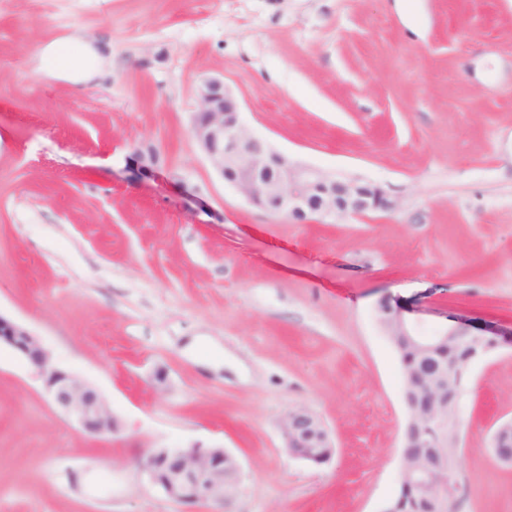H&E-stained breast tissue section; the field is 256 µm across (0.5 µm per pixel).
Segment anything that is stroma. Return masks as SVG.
Listing matches in <instances>:
<instances>
[{
	"label": "stroma",
	"mask_w": 512,
	"mask_h": 512,
	"mask_svg": "<svg viewBox=\"0 0 512 512\" xmlns=\"http://www.w3.org/2000/svg\"><path fill=\"white\" fill-rule=\"evenodd\" d=\"M93 41L95 82L30 61ZM223 79L296 163L380 186L394 211L294 224L248 204L189 129ZM162 165L142 175L133 152ZM390 301L415 329L494 337L458 401L454 512H512V0H0V313L118 419L89 434L0 348V512H211L153 486L158 448L220 446L234 512H384L407 421ZM210 337L212 369L185 346ZM325 466L288 456L291 408ZM63 40L54 41L44 47L40 53L39 64L34 73L42 79H63L87 84L112 71V56H105L92 45L81 47L77 56L65 64L51 65L61 51ZM284 448L289 456L306 461L294 448H302L313 465L328 464L334 455L332 438L324 422L302 407L289 409L280 423Z\"/></svg>",
	"instance_id": "stroma-1"
}]
</instances>
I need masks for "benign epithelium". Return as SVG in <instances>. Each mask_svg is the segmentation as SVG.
<instances>
[{"instance_id":"benign-epithelium-1","label":"benign epithelium","mask_w":512,"mask_h":512,"mask_svg":"<svg viewBox=\"0 0 512 512\" xmlns=\"http://www.w3.org/2000/svg\"><path fill=\"white\" fill-rule=\"evenodd\" d=\"M197 108L190 134L220 177L250 204L272 214H283L294 224L316 218L360 216L370 211H393L396 203L376 185L339 179L313 167L288 160L252 133L240 120L237 101L218 78H208L196 88ZM142 172H152L158 157L151 148L136 151ZM381 323L394 325L417 343L432 341L416 334L399 311H381ZM24 357L36 370L54 403L91 434L112 432L116 419L105 400L89 384L58 368L50 351L17 320L0 313V346ZM289 456L304 459L300 448H331L324 422L302 407L289 409L280 423ZM230 454L220 447L159 448L140 462L149 481L170 499L184 504L230 501L226 487L240 480V467L224 471Z\"/></svg>"}]
</instances>
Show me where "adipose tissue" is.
Returning <instances> with one entry per match:
<instances>
[{"label": "adipose tissue", "instance_id": "adipose-tissue-1", "mask_svg": "<svg viewBox=\"0 0 512 512\" xmlns=\"http://www.w3.org/2000/svg\"><path fill=\"white\" fill-rule=\"evenodd\" d=\"M61 48V43L55 41L42 49L39 63L34 69L36 75L46 80L63 79L87 84L112 70L111 57L105 56L91 45L82 46L79 54L65 64L54 65L53 60L59 55Z\"/></svg>", "mask_w": 512, "mask_h": 512}]
</instances>
